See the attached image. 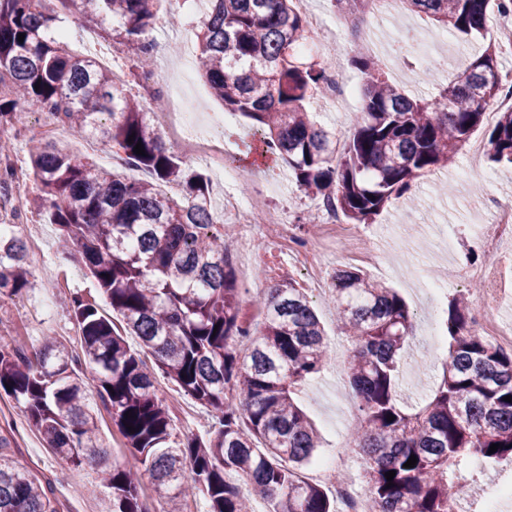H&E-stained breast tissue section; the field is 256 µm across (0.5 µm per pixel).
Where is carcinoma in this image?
<instances>
[{"label":"carcinoma","instance_id":"cac0c4a2","mask_svg":"<svg viewBox=\"0 0 512 512\" xmlns=\"http://www.w3.org/2000/svg\"><path fill=\"white\" fill-rule=\"evenodd\" d=\"M43 2L0 0V90L12 94L0 95V127L12 124L20 104L38 103L74 133L112 142L149 178H128L42 140L30 149L34 203L48 210L72 246L70 256L89 270L119 321L101 314L92 297L70 293L80 351L47 337L29 358L0 336V390L23 406L54 456L73 467L101 468L112 512H150L140 496L143 471L152 478L159 512H186L184 502L196 496L208 501L209 512H252L256 498L270 502L271 512H336L325 489L301 478L321 439L295 390L328 357L305 289L291 277L275 284L260 301L263 325L252 330L242 316L230 244L215 229L207 177L169 152L140 98L114 84L96 59L71 52L52 30L62 13L87 15L102 38L132 50L128 77L137 84L149 74L148 36L159 0H56V11ZM207 2L197 63L213 96L254 122L305 194L334 205L352 224L371 220L425 173L448 167L501 95L499 52L492 46L431 100L402 93L360 46L350 61L365 75L363 105L338 152L336 136L304 107L329 64L285 62L307 27L294 0ZM400 2L467 40L484 36L490 5L512 13V0ZM138 143L143 156L134 152ZM489 145L491 161L512 163V109L498 113ZM160 183L176 184L181 194L161 196ZM28 250L21 232H0L1 295L20 298L29 288ZM333 292L338 327L353 346L354 441L367 457L371 512H452L454 460L512 458V402L503 400L512 396V352L472 327L467 299H453L442 379L431 399L408 413L397 400L400 353L414 329L407 305L355 268L335 273ZM129 335L151 353L158 371L208 409L207 438L176 431L154 372L131 349ZM248 338L241 355L236 345ZM87 366L124 438L122 466L108 464L99 442L98 413L87 403L82 373ZM492 444L499 445L494 453ZM6 447L0 436V512H58L48 487L1 452ZM412 456L416 465L404 467ZM186 466L194 472L188 489L180 482ZM388 471L396 472L390 482Z\"/></svg>","mask_w":512,"mask_h":512}]
</instances>
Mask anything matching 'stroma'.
Listing matches in <instances>:
<instances>
[{
	"label": "stroma",
	"mask_w": 512,
	"mask_h": 512,
	"mask_svg": "<svg viewBox=\"0 0 512 512\" xmlns=\"http://www.w3.org/2000/svg\"><path fill=\"white\" fill-rule=\"evenodd\" d=\"M314 8L329 25L336 29L341 48L340 62L352 77L356 87H363L364 75L350 63L351 49L363 43L383 64L389 79L411 95L436 96L449 77L462 70L473 54L486 43L497 40V28L502 20L498 12H490L488 31L484 39L468 42L456 33L433 25L428 19L395 9L387 18L376 21L364 18L357 23L343 20L330 0H313ZM177 21L160 18L155 31L166 46L170 57H179L185 43L196 40L204 18L200 0H169ZM67 39L79 54L93 57L108 54L114 66L126 67L128 51L114 50L102 40L82 41L81 33L89 27L87 17L72 12L66 14ZM406 36L425 38L432 44V55L438 62L433 73H424L415 61L396 58L398 40ZM198 94L207 97L211 111L224 115V141L230 153V164L241 172L236 189L246 194L264 184L277 185L269 203L272 207L288 208L296 215L313 210L315 201L301 191L287 165L275 156L264 153L261 134L241 114L226 110L213 98L201 75H194ZM47 112L33 104L24 105L14 120L15 131L8 134L9 162L17 177L28 179L26 142L29 135L39 133L50 123ZM471 151L466 148L453 166L419 179L415 201L397 199L369 223L360 225L364 239L379 249L391 253V260L380 267L367 269V276L396 288L407 303L414 318V331L402 365L401 382L412 406L424 405L442 374V364L448 356L450 338L446 329L450 302L470 292L471 282L459 276V267L466 261H486L485 245L475 241L470 225L483 222L481 208L484 196L494 193L502 201L512 202V168L493 166L480 158L478 171H470ZM496 174L494 185H486L483 174ZM34 187H27L24 196L13 202V212L20 224L33 226L39 238L31 249L27 264L30 283L23 299L0 297V336L20 337V347L27 356H34L44 336L70 343L77 327L71 312L58 299L60 290L96 294L97 285L89 271L80 263L67 259V247L56 225L46 214L31 211L28 199ZM442 284L436 299H429L427 283ZM311 304L319 315L330 343V358L323 370L310 378L298 394V403L318 429L321 446L319 459L343 456L349 458L355 473H362V457L351 452L352 429L356 423L355 395L344 372L352 347L340 334L336 323V305L330 295L312 298ZM156 385L170 408L176 429L184 435L207 436L209 416L206 409L183 395L180 389L164 378ZM0 434L11 442L10 456L40 479L50 481L60 512H111L112 503L100 484L94 468L75 469L58 460L47 449L42 436L31 428L24 409L8 396L0 397ZM454 488L465 491L463 512H486L496 504L499 512H512V460L468 456L455 467L450 476Z\"/></svg>",
	"instance_id": "obj_1"
}]
</instances>
